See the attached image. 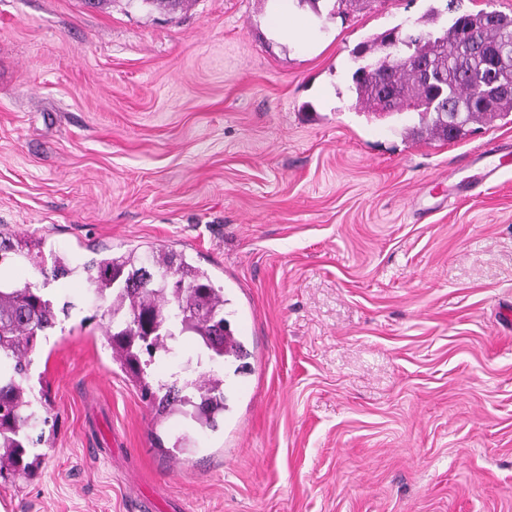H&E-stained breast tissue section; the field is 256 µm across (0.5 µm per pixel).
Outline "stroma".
Here are the masks:
<instances>
[{"mask_svg": "<svg viewBox=\"0 0 512 512\" xmlns=\"http://www.w3.org/2000/svg\"><path fill=\"white\" fill-rule=\"evenodd\" d=\"M481 10L512 0H0V241H40L12 277L72 305L31 354L55 431L0 512H512V165L430 192L512 119L413 136L352 90L360 43ZM152 246L232 300L250 369L218 429L154 423L84 281L51 277ZM200 353L147 374L206 377ZM272 28L282 36H288V39L300 40L307 34L308 28L304 21L299 19L285 18L281 15H275L272 19Z\"/></svg>", "mask_w": 512, "mask_h": 512, "instance_id": "1", "label": "stroma"}]
</instances>
